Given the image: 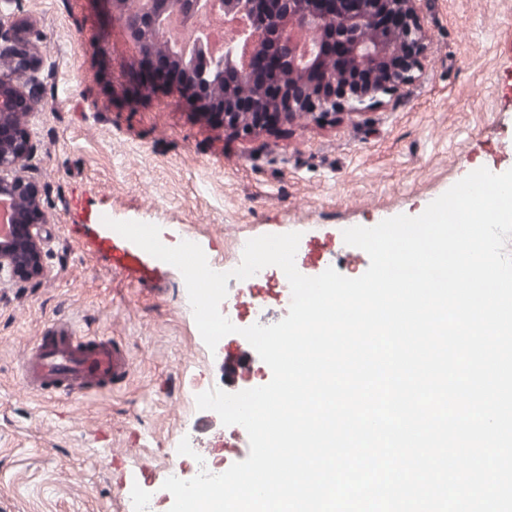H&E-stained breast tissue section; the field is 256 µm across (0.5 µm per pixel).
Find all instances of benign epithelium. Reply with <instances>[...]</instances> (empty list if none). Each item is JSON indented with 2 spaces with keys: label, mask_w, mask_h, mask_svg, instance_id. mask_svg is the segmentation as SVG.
<instances>
[{
  "label": "benign epithelium",
  "mask_w": 512,
  "mask_h": 512,
  "mask_svg": "<svg viewBox=\"0 0 512 512\" xmlns=\"http://www.w3.org/2000/svg\"><path fill=\"white\" fill-rule=\"evenodd\" d=\"M139 50L134 92L176 91L229 136L259 138L302 122L367 120L380 97L397 93L421 67L426 46L420 0H256L251 26L239 39L255 45L247 68L224 56L183 67L162 22L172 13L199 14L200 0H104ZM0 194L24 202L0 245V285L37 284L47 272L50 223L45 198L25 174L37 152L29 122L40 61L28 29L0 9Z\"/></svg>",
  "instance_id": "benign-epithelium-1"
}]
</instances>
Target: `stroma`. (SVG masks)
Segmentation results:
<instances>
[{"mask_svg": "<svg viewBox=\"0 0 512 512\" xmlns=\"http://www.w3.org/2000/svg\"><path fill=\"white\" fill-rule=\"evenodd\" d=\"M26 25L42 67L31 131L32 177L46 193L51 254L36 288L0 289V512H133L138 484L169 512L163 483L186 436L201 457H224L240 435L210 413L199 429V393L221 381L230 334L210 351L184 279L147 257L151 272L129 280L109 254L84 251L73 225L113 236L106 219L159 226L164 245L201 246L212 269L233 270L250 239L300 233L298 271L316 247L356 278L368 254L345 229L373 227L430 202L470 172L512 169V103L498 77L512 71L503 42L512 0H421L428 36L416 79L373 106L366 121L293 127L259 140L228 139L176 94L130 92L137 48L94 0H6ZM252 283L227 296L246 325H272L289 301ZM56 318L77 335L128 349L120 389L74 401L27 393L21 353Z\"/></svg>", "mask_w": 512, "mask_h": 512, "instance_id": "35a3bbf8", "label": "stroma"}]
</instances>
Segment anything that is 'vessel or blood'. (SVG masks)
Here are the masks:
<instances>
[{
    "mask_svg": "<svg viewBox=\"0 0 512 512\" xmlns=\"http://www.w3.org/2000/svg\"><path fill=\"white\" fill-rule=\"evenodd\" d=\"M80 245L90 252H107L114 266L131 280H139L148 271L142 257L112 239L83 237ZM248 351L226 354L223 373L226 381H235L251 370ZM20 384L26 391L72 398L126 383L131 373L129 353L121 345L96 336L77 335L69 322L53 320L24 350L20 360Z\"/></svg>",
    "mask_w": 512,
    "mask_h": 512,
    "instance_id": "obj_1",
    "label": "vessel or blood"
}]
</instances>
